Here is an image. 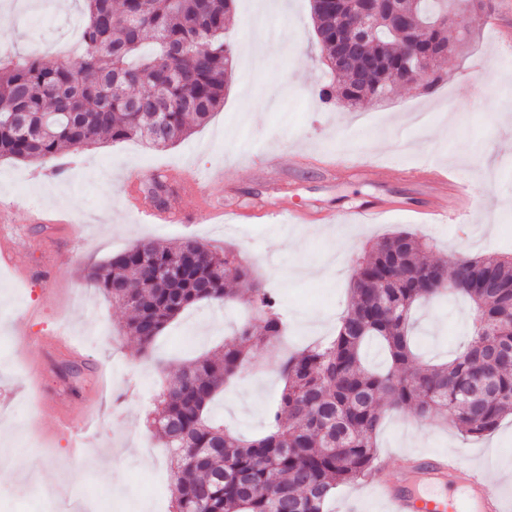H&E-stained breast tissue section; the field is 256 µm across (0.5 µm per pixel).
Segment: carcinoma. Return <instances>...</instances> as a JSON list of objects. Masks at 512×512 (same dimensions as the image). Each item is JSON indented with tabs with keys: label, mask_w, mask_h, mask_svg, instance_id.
<instances>
[{
	"label": "carcinoma",
	"mask_w": 512,
	"mask_h": 512,
	"mask_svg": "<svg viewBox=\"0 0 512 512\" xmlns=\"http://www.w3.org/2000/svg\"><path fill=\"white\" fill-rule=\"evenodd\" d=\"M85 51L75 63L54 58L0 63V158L44 164L66 147L139 139L164 148L183 141L224 105L232 49L224 40L233 0H83ZM409 29L380 25L371 40L379 65L364 77L351 60L342 83L319 96L353 105L387 97L407 82L400 53L448 47L437 25L454 0H415ZM321 49L336 52V21L313 14ZM163 122L167 137L149 136ZM170 188L158 173L143 192ZM424 236L398 232L355 261L352 304L326 341L276 354L285 387L260 435L244 439L210 415L214 399L262 347L277 350L288 322L275 294L252 277L232 247L193 238L162 245L144 238L83 270V279L127 311L121 331L145 356L183 312L207 301L241 298L252 321L223 348L178 366L147 417L174 468V512H330L336 488L376 465L386 413L410 411L453 425L467 438L495 431L512 414V256L452 253L427 263ZM461 294L473 303L467 344L452 359L417 365L414 313L425 302ZM385 353L380 368L366 348Z\"/></svg>",
	"instance_id": "carcinoma-1"
}]
</instances>
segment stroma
Here are the masks:
<instances>
[{"instance_id":"stroma-1","label":"stroma","mask_w":512,"mask_h":512,"mask_svg":"<svg viewBox=\"0 0 512 512\" xmlns=\"http://www.w3.org/2000/svg\"><path fill=\"white\" fill-rule=\"evenodd\" d=\"M237 0L226 20L233 50L224 105L185 141L152 149L130 140L95 148H67L60 156L64 192L51 185L49 166L0 159V238L13 242V264L0 266V423L10 438L0 451L24 459L0 476V512H48L30 493L58 485L66 502L92 492L112 499L121 512H170L171 496L150 499L172 471L167 454L144 423L160 373L132 367L137 345L121 335L118 306L81 278L143 237L178 243L196 237L231 243L254 274L279 297L288 319V344L301 349L331 335L350 302L354 261L367 243L396 229L418 232L435 243L432 259L448 252L512 253V124L496 119L512 113V0H468L467 34L449 30L457 48L433 70L441 80L400 85L381 103L354 108L342 100L323 102L321 84L331 78L312 19V0H284L272 22L279 36L265 69L247 59L264 31L250 23L248 6ZM496 14L498 27L486 23ZM78 7L33 10L25 0H0V41L25 58L44 55L76 62L81 33L68 28ZM271 154L278 173L259 178L253 159ZM434 164L458 172L482 200L477 209L448 224H421L396 209L379 224L337 220L320 231V215L339 217L363 200L384 198L453 209L454 201L422 183L395 175L398 168ZM194 170L199 195L219 206L248 213L242 224H142L129 208L125 176L133 170L164 174L176 182ZM290 206L309 208L310 223L290 228L255 221L258 212ZM28 270L29 279L15 271ZM243 303L203 302L172 324L153 355L171 362L222 346L247 321ZM471 305L462 298L432 303L416 313L420 363L448 359L463 344ZM67 336L70 350H41L38 336ZM264 369L243 373L213 406L225 426L247 436L262 433L269 407L284 387L274 354L256 353ZM41 360L31 375L32 360ZM88 409L97 427L87 449L73 454L72 430L59 429L66 412ZM378 456L399 473L403 458L420 450L453 454L489 466L512 463V416L492 434L470 439L455 429L409 412L389 414L377 439Z\"/></svg>"}]
</instances>
